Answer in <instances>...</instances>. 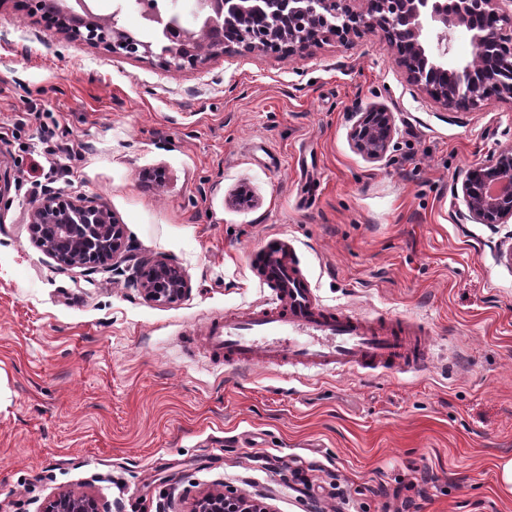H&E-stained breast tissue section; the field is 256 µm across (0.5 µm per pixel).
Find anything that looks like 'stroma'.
Listing matches in <instances>:
<instances>
[{
    "instance_id": "1",
    "label": "stroma",
    "mask_w": 512,
    "mask_h": 512,
    "mask_svg": "<svg viewBox=\"0 0 512 512\" xmlns=\"http://www.w3.org/2000/svg\"><path fill=\"white\" fill-rule=\"evenodd\" d=\"M374 105L396 125L378 161L349 138L350 112ZM509 143L512 103L444 110L377 35L167 71L0 0V512L60 492L190 512L208 491L383 512L379 488L408 484L410 512H512L495 479L512 457V246L456 223L451 195ZM48 189L107 206L190 293L157 304L129 275L61 267L29 224ZM277 233L324 303L423 323L430 366H214L210 320L266 298L245 254Z\"/></svg>"
}]
</instances>
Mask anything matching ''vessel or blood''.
I'll return each instance as SVG.
<instances>
[{"label":"vessel or blood","mask_w":512,"mask_h":512,"mask_svg":"<svg viewBox=\"0 0 512 512\" xmlns=\"http://www.w3.org/2000/svg\"><path fill=\"white\" fill-rule=\"evenodd\" d=\"M270 294L258 306L225 316L206 336L225 366L336 371H419L429 361L424 330L389 313L356 315L321 303L296 265L287 237L265 240L247 253Z\"/></svg>","instance_id":"vessel-or-blood-1"}]
</instances>
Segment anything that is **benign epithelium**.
I'll return each instance as SVG.
<instances>
[{"mask_svg":"<svg viewBox=\"0 0 512 512\" xmlns=\"http://www.w3.org/2000/svg\"><path fill=\"white\" fill-rule=\"evenodd\" d=\"M134 2L150 39H137L117 23L95 13V0H19L31 14L51 20L70 41L100 48L114 58L155 59L171 71L195 66L224 53L227 36L246 47L281 46L290 54L328 35L348 43L366 32L378 33L405 69L409 80L449 112L481 111L492 99L512 101V0H193L198 23L182 25L175 13L162 14L149 0ZM469 33L475 56L452 57L456 32ZM353 147L372 161L382 159L394 139L393 113L371 106L351 113ZM461 202L458 224H485L495 231L512 223V143L467 168L453 185ZM30 223L47 224L50 239L40 244L61 265L95 269L112 261V271L144 263L125 241L120 224L102 203L65 199L47 190L36 199ZM137 284L154 302H173L190 291L188 280L166 260L149 265ZM44 512H110L94 498L59 494ZM192 512H273L240 496L206 494Z\"/></svg>","mask_w":512,"mask_h":512,"instance_id":"7a95c632","label":"benign epithelium"}]
</instances>
